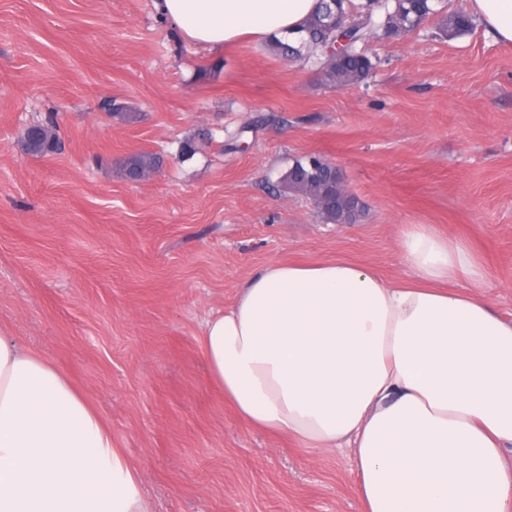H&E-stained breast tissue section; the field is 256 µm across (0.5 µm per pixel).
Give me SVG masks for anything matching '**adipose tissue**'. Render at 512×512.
<instances>
[{
  "label": "adipose tissue",
  "instance_id": "ef3b65f1",
  "mask_svg": "<svg viewBox=\"0 0 512 512\" xmlns=\"http://www.w3.org/2000/svg\"><path fill=\"white\" fill-rule=\"evenodd\" d=\"M222 52L298 40L319 0H153ZM512 45V0H469ZM410 270L269 262L200 337L239 418L299 447L348 451L364 512H512V319L459 239L404 225ZM467 278L469 290L450 284ZM0 512H151L139 473L53 363L0 335Z\"/></svg>",
  "mask_w": 512,
  "mask_h": 512
}]
</instances>
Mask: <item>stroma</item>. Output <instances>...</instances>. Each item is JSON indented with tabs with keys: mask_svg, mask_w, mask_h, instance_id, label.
Segmentation results:
<instances>
[{
	"mask_svg": "<svg viewBox=\"0 0 512 512\" xmlns=\"http://www.w3.org/2000/svg\"><path fill=\"white\" fill-rule=\"evenodd\" d=\"M366 51L371 77L338 90L263 41L189 44L152 0H0V334L84 392L153 512H362L349 454L247 425L210 379L204 322L270 261L404 278L400 230L431 224L512 317V46L430 20ZM48 116L64 151L23 155ZM140 151L161 164L131 184L119 166ZM308 154L339 165L358 223L281 188Z\"/></svg>",
	"mask_w": 512,
	"mask_h": 512,
	"instance_id": "1",
	"label": "stroma"
}]
</instances>
